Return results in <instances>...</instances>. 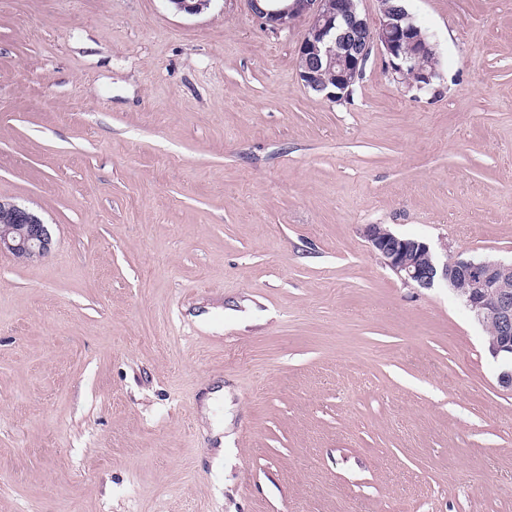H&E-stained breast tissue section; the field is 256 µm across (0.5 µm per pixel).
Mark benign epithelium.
Masks as SVG:
<instances>
[{
	"label": "benign epithelium",
	"mask_w": 512,
	"mask_h": 512,
	"mask_svg": "<svg viewBox=\"0 0 512 512\" xmlns=\"http://www.w3.org/2000/svg\"><path fill=\"white\" fill-rule=\"evenodd\" d=\"M380 16L369 22L357 11L356 0H247L251 14L274 30L290 27L300 17L309 18L297 50L296 66L304 86L330 102L348 94L362 75L372 51L383 57L387 72L397 83L409 73V85L422 92L434 89L435 68L421 62L436 55V44L426 40L411 15L388 0H379ZM334 73L326 81L322 74ZM0 253L20 262L44 257L52 237L41 218L26 207L0 200ZM364 237L383 263L405 282L420 288L444 284L480 325L493 324L489 351L498 362V382L512 391V290L505 280L512 261L489 257L438 256L430 244L399 236L379 224L364 228Z\"/></svg>",
	"instance_id": "1"
}]
</instances>
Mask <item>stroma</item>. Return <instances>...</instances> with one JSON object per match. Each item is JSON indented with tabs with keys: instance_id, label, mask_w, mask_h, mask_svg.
<instances>
[{
	"instance_id": "35a3bbf8",
	"label": "stroma",
	"mask_w": 512,
	"mask_h": 512,
	"mask_svg": "<svg viewBox=\"0 0 512 512\" xmlns=\"http://www.w3.org/2000/svg\"><path fill=\"white\" fill-rule=\"evenodd\" d=\"M433 92L372 52L331 103L307 18L0 0V512H512V392L368 224L512 258V0H405ZM0 253H7L19 262L44 257L52 247V237L41 218L26 207L0 199Z\"/></svg>"
}]
</instances>
